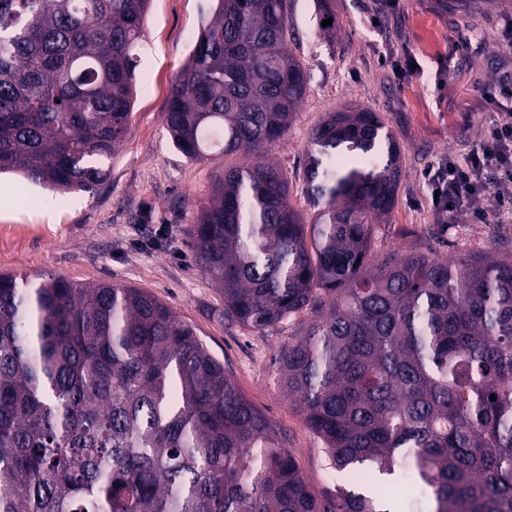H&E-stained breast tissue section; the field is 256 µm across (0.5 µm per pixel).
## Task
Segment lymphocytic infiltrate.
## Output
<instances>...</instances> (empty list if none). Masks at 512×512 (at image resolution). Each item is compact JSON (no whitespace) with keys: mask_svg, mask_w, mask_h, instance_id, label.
I'll use <instances>...</instances> for the list:
<instances>
[{"mask_svg":"<svg viewBox=\"0 0 512 512\" xmlns=\"http://www.w3.org/2000/svg\"><path fill=\"white\" fill-rule=\"evenodd\" d=\"M424 179L438 217L463 212L480 224L512 218V117L486 128L461 161L429 166Z\"/></svg>","mask_w":512,"mask_h":512,"instance_id":"obj_1","label":"lymphocytic infiltrate"}]
</instances>
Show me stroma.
<instances>
[{
    "mask_svg": "<svg viewBox=\"0 0 512 512\" xmlns=\"http://www.w3.org/2000/svg\"><path fill=\"white\" fill-rule=\"evenodd\" d=\"M368 0H291L295 52L308 74V95L288 134L268 146L288 169L290 203L304 217L316 210L303 166L313 127L325 113L356 103L377 112L400 146L402 176L386 223L376 225L372 258L434 251L442 257L512 251V222L477 224L458 213L439 223L422 173L436 161L463 160L483 130L512 113V100L488 103L484 86L512 71L501 41L512 0H401L378 27ZM214 0H152L144 26L130 131L107 181L89 194L55 196L44 213V189L4 174L0 184V273L63 277L142 289L189 324L223 363L237 389L288 437L307 484L321 502L335 499L343 472L332 465L303 411L282 386L278 358L311 316L299 313L262 331L224 319V299L197 266L187 231L207 204L216 174L247 157H185L173 145L165 113L177 76L208 22ZM332 18L325 31L323 18ZM407 45L420 70L398 80L385 53ZM449 64L436 81L439 58Z\"/></svg>",
    "mask_w": 512,
    "mask_h": 512,
    "instance_id": "obj_1",
    "label": "stroma"
}]
</instances>
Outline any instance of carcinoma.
Masks as SVG:
<instances>
[{
	"label": "carcinoma",
	"instance_id": "1",
	"mask_svg": "<svg viewBox=\"0 0 512 512\" xmlns=\"http://www.w3.org/2000/svg\"><path fill=\"white\" fill-rule=\"evenodd\" d=\"M150 2L0 0V172L61 193L106 181ZM293 40L288 0H218L165 121L191 160L252 158L215 178L188 245L225 320L313 314L280 374L348 487L322 505L156 297L0 274V512H512V255L369 261L401 166L359 107L311 133L306 223L266 154L307 93Z\"/></svg>",
	"mask_w": 512,
	"mask_h": 512
}]
</instances>
